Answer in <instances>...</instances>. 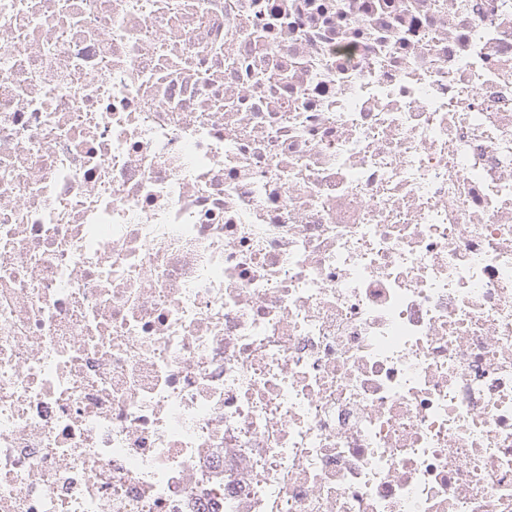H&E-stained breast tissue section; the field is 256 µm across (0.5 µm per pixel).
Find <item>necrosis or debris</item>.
<instances>
[{
  "mask_svg": "<svg viewBox=\"0 0 512 512\" xmlns=\"http://www.w3.org/2000/svg\"><path fill=\"white\" fill-rule=\"evenodd\" d=\"M0 512H512V0H0Z\"/></svg>",
  "mask_w": 512,
  "mask_h": 512,
  "instance_id": "1",
  "label": "necrosis or debris"
}]
</instances>
